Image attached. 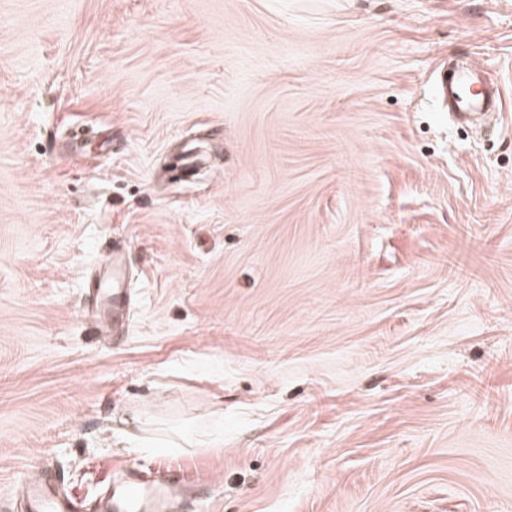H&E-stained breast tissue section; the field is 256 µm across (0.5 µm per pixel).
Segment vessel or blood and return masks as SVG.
Returning a JSON list of instances; mask_svg holds the SVG:
<instances>
[{"label":"vessel or blood","instance_id":"obj_1","mask_svg":"<svg viewBox=\"0 0 512 512\" xmlns=\"http://www.w3.org/2000/svg\"><path fill=\"white\" fill-rule=\"evenodd\" d=\"M436 93L451 112L491 110L500 104L484 79L469 69L457 71L451 78L438 74ZM130 259L127 245L114 242L103 273L90 288L97 327L112 329L116 334L126 327L132 304L127 286ZM20 484L26 512H171L173 503L190 489L177 471L158 475L134 464L126 465L122 477L110 481L105 494L93 503L66 491L54 473L44 471L35 478L24 477Z\"/></svg>","mask_w":512,"mask_h":512}]
</instances>
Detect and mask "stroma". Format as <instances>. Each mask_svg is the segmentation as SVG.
<instances>
[{
  "label": "stroma",
  "instance_id": "35a3bbf8",
  "mask_svg": "<svg viewBox=\"0 0 512 512\" xmlns=\"http://www.w3.org/2000/svg\"><path fill=\"white\" fill-rule=\"evenodd\" d=\"M130 461L190 512H512V0H0V501ZM476 86L480 88L475 89ZM436 93L448 112L492 110L500 105L499 97H494L493 91L487 88V82L469 69L458 70L452 81H448L447 75L440 69L436 78ZM468 93L471 96L463 101L461 96ZM131 252L121 241L112 244V253L104 264L103 273L92 283L88 292L94 298V316L98 328H110L118 335L127 325L132 295L127 288Z\"/></svg>",
  "mask_w": 512,
  "mask_h": 512
}]
</instances>
